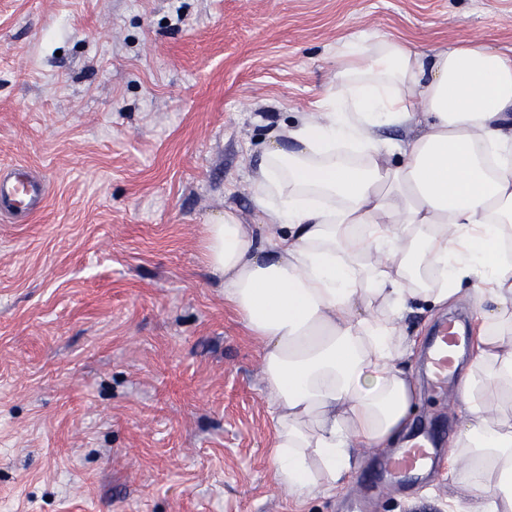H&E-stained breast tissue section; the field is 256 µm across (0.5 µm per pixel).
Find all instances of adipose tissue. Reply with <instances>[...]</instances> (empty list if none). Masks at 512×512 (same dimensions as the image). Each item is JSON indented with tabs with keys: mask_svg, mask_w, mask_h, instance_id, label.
Wrapping results in <instances>:
<instances>
[{
	"mask_svg": "<svg viewBox=\"0 0 512 512\" xmlns=\"http://www.w3.org/2000/svg\"><path fill=\"white\" fill-rule=\"evenodd\" d=\"M250 192L255 223L225 210L202 261L260 346L275 490L339 493L362 449L408 432L402 320L466 284L475 343L448 481L466 512H512V52L344 43L326 98L264 139Z\"/></svg>",
	"mask_w": 512,
	"mask_h": 512,
	"instance_id": "ef3b65f1",
	"label": "adipose tissue"
}]
</instances>
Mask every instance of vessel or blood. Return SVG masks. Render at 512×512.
<instances>
[{"instance_id": "1", "label": "vessel or blood", "mask_w": 512, "mask_h": 512, "mask_svg": "<svg viewBox=\"0 0 512 512\" xmlns=\"http://www.w3.org/2000/svg\"><path fill=\"white\" fill-rule=\"evenodd\" d=\"M48 196L44 177L29 169L13 167L0 169V217L23 214L31 216L43 210ZM463 338L452 322L441 325L430 340L429 368L436 388L447 386L452 377L453 355ZM439 450L430 434H420L408 447L386 459L383 473L413 477L425 469L439 467Z\"/></svg>"}]
</instances>
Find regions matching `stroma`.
I'll use <instances>...</instances> for the list:
<instances>
[{
	"mask_svg": "<svg viewBox=\"0 0 512 512\" xmlns=\"http://www.w3.org/2000/svg\"><path fill=\"white\" fill-rule=\"evenodd\" d=\"M512 49V0H0V168L48 180L0 219V512H448L446 470L385 483L372 448L344 490L271 481L259 345L201 263L205 224L251 222L269 125L307 112L336 48L370 34ZM416 430L450 439L458 392L422 371Z\"/></svg>",
	"mask_w": 512,
	"mask_h": 512,
	"instance_id": "1",
	"label": "stroma"
}]
</instances>
